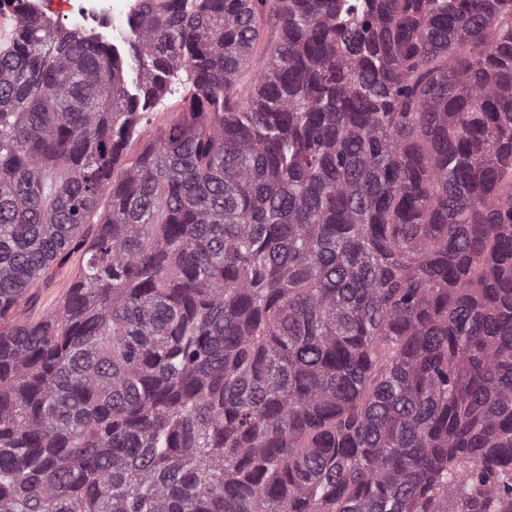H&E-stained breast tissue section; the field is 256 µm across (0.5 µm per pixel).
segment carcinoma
<instances>
[{"instance_id":"carcinoma-1","label":"carcinoma","mask_w":512,"mask_h":512,"mask_svg":"<svg viewBox=\"0 0 512 512\" xmlns=\"http://www.w3.org/2000/svg\"><path fill=\"white\" fill-rule=\"evenodd\" d=\"M17 2L0 512H512V0H139L125 62ZM182 94L183 92L181 91V93L168 95L154 111L148 112L146 119L137 126V131L131 137L128 144V149L132 156L140 151L142 144L150 136L157 134L161 127L168 124L175 115V112H181L183 106L181 101ZM75 242L68 252L57 260L53 266V276L49 280H38L30 288L28 295L33 297L25 307V314L31 320L41 319L47 312L55 309L60 304L67 289L72 283L82 261L83 249L76 246Z\"/></svg>"}]
</instances>
